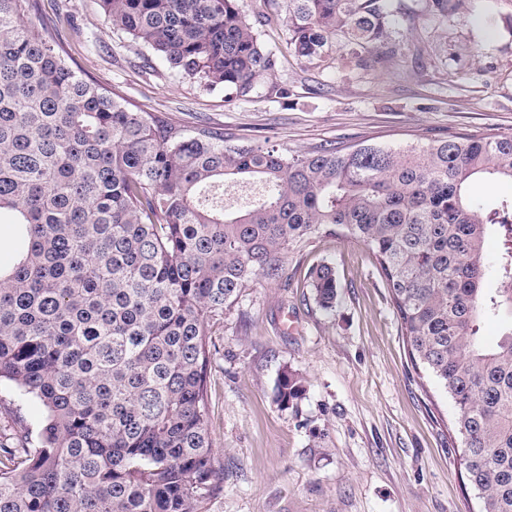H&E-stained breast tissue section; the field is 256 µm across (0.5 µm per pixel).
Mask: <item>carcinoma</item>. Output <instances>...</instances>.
Returning a JSON list of instances; mask_svg holds the SVG:
<instances>
[{
  "instance_id": "carcinoma-1",
  "label": "carcinoma",
  "mask_w": 512,
  "mask_h": 512,
  "mask_svg": "<svg viewBox=\"0 0 512 512\" xmlns=\"http://www.w3.org/2000/svg\"><path fill=\"white\" fill-rule=\"evenodd\" d=\"M239 2L103 7L109 28L181 75L244 96L275 62ZM288 2L300 60L394 52L386 0ZM34 11L0 0V217L14 232L0 388L43 413L0 442V512H199L224 484L208 435L209 327L329 236L369 250L413 364L448 394L477 512H512V326L493 348L479 338L483 318L512 307V199L486 209L466 195L477 176L512 181V133L288 155L189 132L82 78L34 31ZM237 177L259 188L235 208L224 182ZM309 279L333 309L334 267ZM305 393L283 372L281 407Z\"/></svg>"
}]
</instances>
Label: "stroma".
Masks as SVG:
<instances>
[{
    "mask_svg": "<svg viewBox=\"0 0 512 512\" xmlns=\"http://www.w3.org/2000/svg\"><path fill=\"white\" fill-rule=\"evenodd\" d=\"M276 65L241 97L181 77L107 28L102 0H36L73 67L136 112L300 154L324 145L426 143L512 132V0H388L398 45L372 68L305 63L288 48V0H241ZM336 270V306L309 286ZM210 328L209 431L220 491L201 512H471L475 491L445 390L411 363L369 251L334 238L287 256ZM306 380L297 407L278 379ZM309 279L320 307L326 311L332 310L335 307L337 295L334 267L329 263L319 264L310 270ZM306 393L305 380L298 373L284 371L278 381L277 403L282 408H289L298 403Z\"/></svg>",
    "mask_w": 512,
    "mask_h": 512,
    "instance_id": "obj_1",
    "label": "stroma"
}]
</instances>
